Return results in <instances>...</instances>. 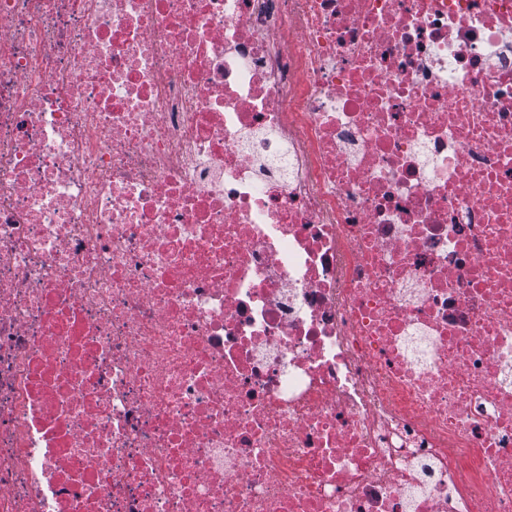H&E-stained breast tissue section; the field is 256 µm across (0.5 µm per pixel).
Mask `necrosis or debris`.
<instances>
[{
	"label": "necrosis or debris",
	"instance_id": "necrosis-or-debris-1",
	"mask_svg": "<svg viewBox=\"0 0 512 512\" xmlns=\"http://www.w3.org/2000/svg\"><path fill=\"white\" fill-rule=\"evenodd\" d=\"M0 512H512V0H0Z\"/></svg>",
	"mask_w": 512,
	"mask_h": 512
}]
</instances>
